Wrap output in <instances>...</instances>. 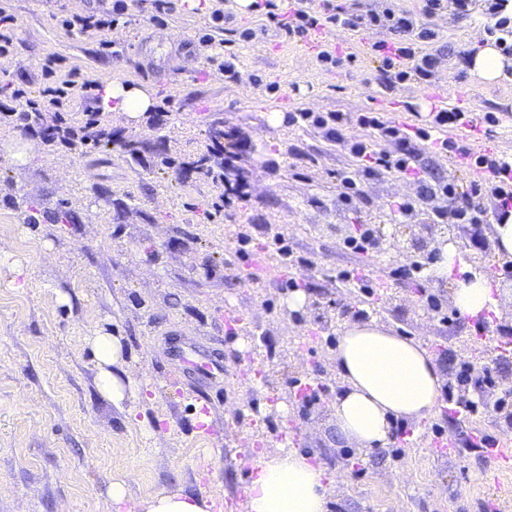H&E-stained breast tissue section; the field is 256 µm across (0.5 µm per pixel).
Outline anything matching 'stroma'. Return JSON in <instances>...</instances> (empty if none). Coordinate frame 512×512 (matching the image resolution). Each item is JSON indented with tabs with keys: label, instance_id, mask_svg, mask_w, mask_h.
Returning a JSON list of instances; mask_svg holds the SVG:
<instances>
[{
	"label": "stroma",
	"instance_id": "obj_1",
	"mask_svg": "<svg viewBox=\"0 0 512 512\" xmlns=\"http://www.w3.org/2000/svg\"><path fill=\"white\" fill-rule=\"evenodd\" d=\"M113 0H7L18 20L17 38L0 55V84H22L31 96L43 87L40 64L50 55L101 81L150 87L155 110L129 117L104 113L103 125L124 139L166 135L175 166L157 154L137 162L113 145L107 164L96 153L42 146L27 164L7 156L30 139L17 122L0 115V512H111V482L126 481L131 497L181 490L212 497L221 512H246L239 492L255 470L243 458L249 446L272 453L282 433L327 471L343 470L346 484L330 492L329 512H512V471H496L469 448L472 430L497 436L495 413L470 418L435 412L414 426L401 456L390 448L364 452L337 444L329 406L339 387L333 354L348 321L343 311L370 309V317L397 333L422 339L442 364L447 380L463 361L475 369L496 363L500 387H512V363L497 364L494 342L471 351V317L452 305L453 281L428 278L429 293L443 308L435 314L418 302L398 270L426 254L354 255L343 244L356 224L394 223L393 203L414 195L406 178L384 176L362 184L351 207L337 200L340 173L356 161L320 129L285 121L299 108L361 112L382 108L392 117L424 123L430 99L461 97L474 116L496 111L499 126L476 127L459 137L474 152L512 155V67L492 82L470 74L460 51L486 39L480 10L444 13L434 24L443 38L433 87L407 84L383 91L379 61L365 36L338 29L319 39L288 40L263 29L262 18L240 0H171L164 25L132 13L109 34L110 55L94 39L67 32L64 16L111 7ZM226 15L213 26L212 12ZM258 29L242 43L237 30ZM211 31L219 51L198 43ZM352 55L343 68L322 70L321 48ZM236 56L239 77L228 83L218 53ZM280 85L270 93L269 83ZM236 129L246 142L239 164L249 185L247 210L228 217L213 204L220 182L181 171L180 163L206 151L213 124ZM430 177L454 180L470 191L477 171L450 154L419 148ZM26 196L55 208L68 202L73 224H25L11 206ZM463 259L495 261L491 225L474 236L469 225L452 229ZM251 237L259 258L277 264L275 236L288 239L308 266L290 268L299 291L280 290L266 279L247 285L225 264L240 235ZM359 264L395 280L376 303L336 277ZM320 303V311L290 308L295 293ZM234 308L248 320L225 333L224 314ZM101 329L119 338L124 379L137 388L119 402L102 398L97 367L86 344ZM207 355L223 365L209 378L189 374L187 361ZM263 381L249 384L245 370ZM317 379L327 393L304 409L292 385ZM441 426L455 452L434 455Z\"/></svg>",
	"mask_w": 512,
	"mask_h": 512
}]
</instances>
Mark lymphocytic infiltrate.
Masks as SVG:
<instances>
[{
    "label": "lymphocytic infiltrate",
    "instance_id": "1",
    "mask_svg": "<svg viewBox=\"0 0 512 512\" xmlns=\"http://www.w3.org/2000/svg\"><path fill=\"white\" fill-rule=\"evenodd\" d=\"M478 2L486 17L485 34L494 39L504 56L512 57V0H421L416 12L396 6L393 0H384L377 9L363 8L356 0H322L317 8L301 5L288 10L280 8L275 0H264L262 17L267 26L291 39H303L331 27L372 35L370 50L380 61L379 82L382 88L391 90L410 82L428 85L433 80L439 59L426 47L437 41L439 34L425 26V19L450 9L466 16ZM131 7L156 11L160 5L159 0H117L112 9L73 15L62 25L67 31L97 37L101 52L106 53L112 44L105 39V32L111 31ZM61 65L59 57L45 58L40 97L30 98L24 87L18 86L12 91L13 98L33 110L52 108L59 118L73 99H80L85 126L96 127L99 81L76 69L62 70ZM471 121V114L458 107L440 109L434 112L429 126L414 128L376 111L315 112L301 108L288 115L290 126L321 129L328 140L358 162L357 173L346 172L339 177L338 197L343 204H352L360 196L363 179L394 174L419 185L416 197L396 202L395 211L401 220H409L417 207L425 204L439 224L502 223L512 217V156L476 154L442 135L445 128ZM353 127L372 132L373 140L350 135ZM376 140L384 142V149L373 148ZM421 143L435 152L459 156L468 166L482 170L483 179L475 182L467 194L460 192L453 181L428 179L417 162V146Z\"/></svg>",
    "mask_w": 512,
    "mask_h": 512
}]
</instances>
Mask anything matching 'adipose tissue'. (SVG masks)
<instances>
[{"instance_id":"1","label":"adipose tissue","mask_w":512,"mask_h":512,"mask_svg":"<svg viewBox=\"0 0 512 512\" xmlns=\"http://www.w3.org/2000/svg\"><path fill=\"white\" fill-rule=\"evenodd\" d=\"M96 106L102 112L133 117L150 111L152 92L111 80L99 91ZM494 280V272L487 270L457 281L452 304L458 313L474 317L499 311ZM88 342L102 397L123 400L126 387L114 370L121 358L120 342L101 332ZM334 361L342 386L331 406L332 425L338 439L359 449L385 447L395 421L421 422L438 406L445 377L419 339L374 321H351L340 336ZM343 481V473L327 472L297 450L267 455L259 460L246 488L247 512H327L330 487ZM109 496L125 512H210L208 497L182 491L132 499L125 484L115 482Z\"/></svg>"}]
</instances>
